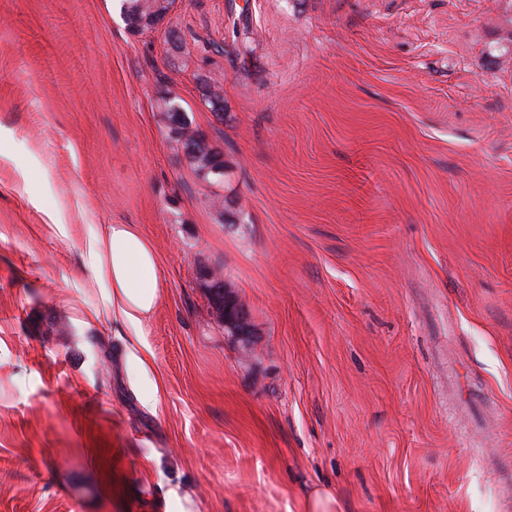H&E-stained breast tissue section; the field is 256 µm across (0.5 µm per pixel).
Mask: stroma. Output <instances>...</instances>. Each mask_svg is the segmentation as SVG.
<instances>
[{
    "label": "stroma",
    "mask_w": 512,
    "mask_h": 512,
    "mask_svg": "<svg viewBox=\"0 0 512 512\" xmlns=\"http://www.w3.org/2000/svg\"><path fill=\"white\" fill-rule=\"evenodd\" d=\"M0 125V512H512V0H175L142 33L0 0ZM92 224L157 252L141 360ZM169 119L172 120L175 140L183 148L185 156L189 159L196 174L205 181L210 179L219 180L224 176L221 170H224V159L219 151H214L207 144L206 135L199 130H191L190 125L185 121L182 113V106L174 99L169 100L168 108ZM180 116V120H175V115ZM202 144L205 149L202 148ZM197 147L198 152L194 148ZM215 170H220L214 173ZM222 173V174H221ZM218 288L219 287H216L213 294L215 297V304L221 311L222 315L226 312V319L224 318L225 323L234 329L236 335L248 336V315L245 308L242 305H239L235 300L231 299L228 296L226 289L223 291ZM304 512H340V502L330 494L316 491L305 496Z\"/></svg>",
    "instance_id": "obj_1"
}]
</instances>
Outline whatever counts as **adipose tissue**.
Wrapping results in <instances>:
<instances>
[{"label": "adipose tissue", "mask_w": 512, "mask_h": 512, "mask_svg": "<svg viewBox=\"0 0 512 512\" xmlns=\"http://www.w3.org/2000/svg\"><path fill=\"white\" fill-rule=\"evenodd\" d=\"M82 266L98 282L112 319L131 336L159 298V266L150 242L130 224L90 227L81 252Z\"/></svg>", "instance_id": "adipose-tissue-1"}]
</instances>
